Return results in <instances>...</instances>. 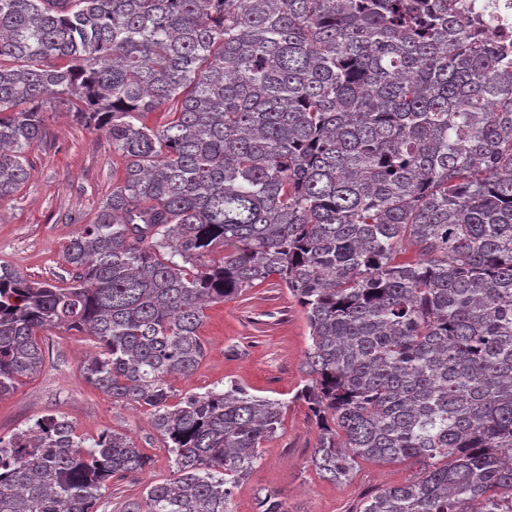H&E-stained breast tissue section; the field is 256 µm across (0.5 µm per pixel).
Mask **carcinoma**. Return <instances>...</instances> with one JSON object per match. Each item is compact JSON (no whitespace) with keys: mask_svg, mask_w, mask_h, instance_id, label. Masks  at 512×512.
I'll return each instance as SVG.
<instances>
[{"mask_svg":"<svg viewBox=\"0 0 512 512\" xmlns=\"http://www.w3.org/2000/svg\"><path fill=\"white\" fill-rule=\"evenodd\" d=\"M63 107L123 169L70 278L0 266V398L42 367L38 333L93 336L83 379L146 409L173 464L128 512H234L286 405L168 379L204 358L208 305L274 279L309 330L295 399L322 477L411 462L359 512H512V60L479 21L455 0H0V200ZM150 467L48 415L0 438V512H97ZM256 512L288 510L268 491Z\"/></svg>","mask_w":512,"mask_h":512,"instance_id":"carcinoma-1","label":"carcinoma"}]
</instances>
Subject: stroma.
<instances>
[{"label":"stroma","instance_id":"35a3bbf8","mask_svg":"<svg viewBox=\"0 0 512 512\" xmlns=\"http://www.w3.org/2000/svg\"><path fill=\"white\" fill-rule=\"evenodd\" d=\"M46 125V139L28 153L29 181L0 201V265L34 280L56 281L67 271L64 248L112 190V143L62 108L47 115ZM200 336L205 356L193 375L170 378L175 394L237 382L254 395L287 404L278 433L263 446L251 477L234 491L235 512H256V497L263 489L275 491L290 512H357L365 498L404 483L414 473L408 462L363 461L349 480L337 483L310 465L316 427L306 405L294 398L304 380L301 363L310 344L308 329L295 299L277 281L207 307ZM41 343V370L0 398V437L10 438L46 415L65 417L83 435L106 429L127 435L151 457L152 467L109 482L98 512H122L141 498L149 480L170 478L164 443L147 412L113 404L82 378L80 364L95 352L94 337L52 329Z\"/></svg>","mask_w":512,"mask_h":512}]
</instances>
